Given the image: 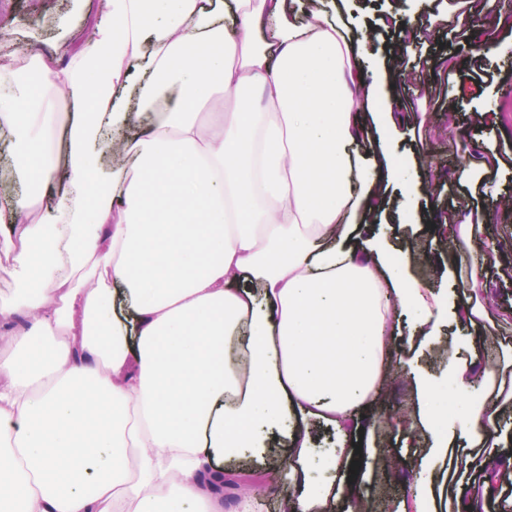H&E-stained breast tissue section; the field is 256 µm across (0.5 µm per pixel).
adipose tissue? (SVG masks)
I'll list each match as a JSON object with an SVG mask.
<instances>
[{"label": "adipose tissue", "mask_w": 512, "mask_h": 512, "mask_svg": "<svg viewBox=\"0 0 512 512\" xmlns=\"http://www.w3.org/2000/svg\"><path fill=\"white\" fill-rule=\"evenodd\" d=\"M295 2L108 0L70 67L34 66L30 86L79 110L65 129L71 177L41 223L27 193L0 204L23 247L0 301V512H223L205 473L283 421L288 448L274 455L289 480H307L310 419L342 437L332 464L349 472L354 415L381 405L388 326L411 310L433 335L442 304L427 281L360 231L394 175L363 160L360 53L324 0L300 24ZM14 83L0 66L14 168L54 187V115L27 111ZM115 144L104 182L92 156ZM417 221L463 244L448 254L464 288L455 316L478 326L503 250L494 215ZM88 263L98 277L75 286ZM240 335L242 367L224 359ZM471 375L448 374L458 419L511 479L493 429L512 391L488 368L483 399L466 402ZM364 498L356 481L305 485L284 512H359Z\"/></svg>", "instance_id": "adipose-tissue-1"}]
</instances>
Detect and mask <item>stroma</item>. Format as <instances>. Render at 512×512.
I'll return each instance as SVG.
<instances>
[{"mask_svg": "<svg viewBox=\"0 0 512 512\" xmlns=\"http://www.w3.org/2000/svg\"><path fill=\"white\" fill-rule=\"evenodd\" d=\"M345 27L363 58L361 83L369 89L372 106L381 109L394 102L401 119L394 132L391 162L404 174L387 184L392 201L388 217L372 215L366 233L389 252H410V272L414 277H430L431 286L444 303L434 337L413 334V320L406 317L394 327L390 340L392 358L386 369L384 395L390 407L404 408L416 399L421 386L444 390L449 369L471 364L480 371L486 365L504 367L502 354L512 347V270L490 266L489 280L495 307L491 320L475 331L458 324L454 304L463 296L458 278L449 274L448 237L428 233L415 223L420 210L436 207L448 210L458 200L475 193L480 211L502 210L512 202V100L505 93L512 88V29L497 26L491 6L478 12L476 25L467 27L465 38L449 33L447 26L428 31L430 9L447 13L446 0L432 6L430 0H345ZM396 14L408 24L407 31L420 33V46L429 57L427 66L414 72V80L395 96L386 91L385 58L394 44L407 40V31H376L379 19ZM0 15L12 18V31L0 38V64L12 61L13 51L37 54L55 66H65L92 40L100 18L97 0H0ZM456 54L462 68L448 64ZM456 125H449V118ZM427 151L432 168L453 166L458 178L422 186L418 181L420 151ZM495 155L498 163L477 186L466 173L476 160ZM494 349V362H486L485 352ZM315 452L305 467L311 477L334 478L332 457L341 441L322 422L308 425ZM361 442L359 478L369 487L368 502L375 512H390L392 505L411 501L416 489L420 460L431 443L398 429L383 412L366 423ZM222 499L224 512H240V504L251 486L262 494L255 512H282L291 484L276 473L271 455L248 448L241 456L225 459ZM477 487H491L490 495L471 500L476 512H512V481L474 473Z\"/></svg>", "mask_w": 512, "mask_h": 512, "instance_id": "1", "label": "stroma"}]
</instances>
